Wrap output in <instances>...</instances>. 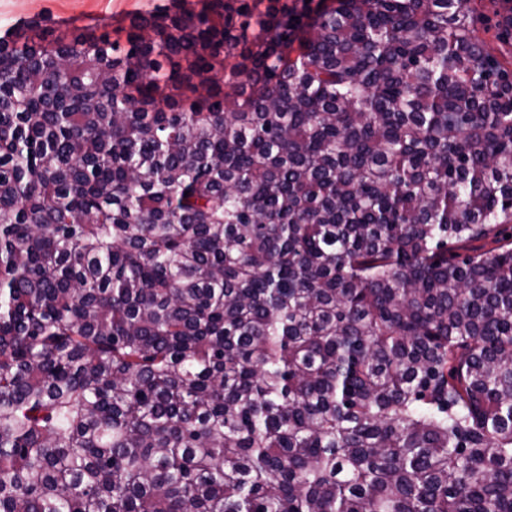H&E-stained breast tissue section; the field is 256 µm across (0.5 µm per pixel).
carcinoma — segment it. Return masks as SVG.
<instances>
[{
  "label": "carcinoma",
  "mask_w": 512,
  "mask_h": 512,
  "mask_svg": "<svg viewBox=\"0 0 512 512\" xmlns=\"http://www.w3.org/2000/svg\"><path fill=\"white\" fill-rule=\"evenodd\" d=\"M261 2L0 37V512H512V70Z\"/></svg>",
  "instance_id": "1"
}]
</instances>
